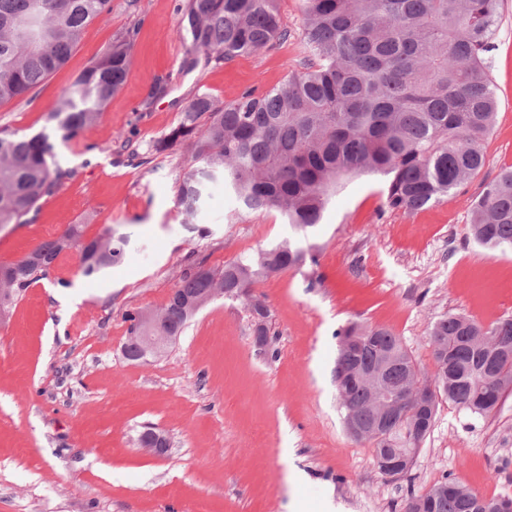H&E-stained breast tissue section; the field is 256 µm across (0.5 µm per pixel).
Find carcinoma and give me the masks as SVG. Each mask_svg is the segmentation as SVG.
<instances>
[{
	"instance_id": "1",
	"label": "carcinoma",
	"mask_w": 512,
	"mask_h": 512,
	"mask_svg": "<svg viewBox=\"0 0 512 512\" xmlns=\"http://www.w3.org/2000/svg\"><path fill=\"white\" fill-rule=\"evenodd\" d=\"M501 0H301L305 58L299 69L257 95L230 102L203 92L180 122L151 146L162 154L187 146L193 165L179 185L177 203L196 216L205 182L221 179L249 212L275 210L307 232L322 219L341 181L352 175L390 177L385 206L414 211L475 178L487 165L481 143L497 112L486 54ZM280 0H188L180 36L189 53L228 62L288 38ZM112 10V0H0V104L26 97L63 67L83 29ZM137 30L118 35L77 76L47 113L42 129L20 134L0 129V230L24 224L67 173L55 140L70 141L95 124L125 83ZM70 224L27 256L0 265V316L19 294L45 278L63 252L76 256L86 277L121 261L127 239L110 231L93 239ZM468 231L487 250L512 249V166L485 184L473 203ZM315 246L292 240L215 271L183 276L178 293L252 297L251 288L272 274L315 261ZM189 317L167 306L165 323L181 334ZM336 377L382 371L385 387L426 384L401 337L381 327L351 324L338 332ZM436 364L435 390L424 414L406 403L380 433L352 434L367 443L382 474L401 478L436 420L440 401L486 418L512 393V317L485 327L461 314H445L429 332ZM339 402L345 428L372 415L375 387L357 380ZM512 512V496L490 498L453 481L411 495L404 512H483L484 505Z\"/></svg>"
}]
</instances>
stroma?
<instances>
[{
  "label": "stroma",
  "mask_w": 512,
  "mask_h": 512,
  "mask_svg": "<svg viewBox=\"0 0 512 512\" xmlns=\"http://www.w3.org/2000/svg\"><path fill=\"white\" fill-rule=\"evenodd\" d=\"M186 2L112 0L64 67L0 105V128L40 130L88 63L137 27L125 84L99 123L55 146L68 173L60 189L27 224L0 229V264L70 224L89 239L109 228L127 238L121 262L94 278L61 254L0 321V512H404L410 494L447 480L512 495V395L486 419L441 402L412 470L392 479L370 445L346 433L334 380L336 333L350 323L401 336L430 378L438 317L487 327L512 316V251L491 255L466 237L485 180L512 165V0L488 54L498 110L479 177L415 212L385 208L384 176L345 179L307 234L316 263L253 290L270 313L269 346L256 345L245 299L220 296L161 357L133 362L122 354L128 313L161 309L196 266L219 271L298 237L278 212L241 210L220 180L185 223L177 191L189 154L150 147L195 93L224 102L262 94L296 69L305 56L299 0L281 3L287 41L192 70L179 36ZM159 76L168 89L155 98ZM132 147L148 163L130 160ZM148 427L168 438L164 456L140 446Z\"/></svg>",
  "instance_id": "obj_1"
}]
</instances>
